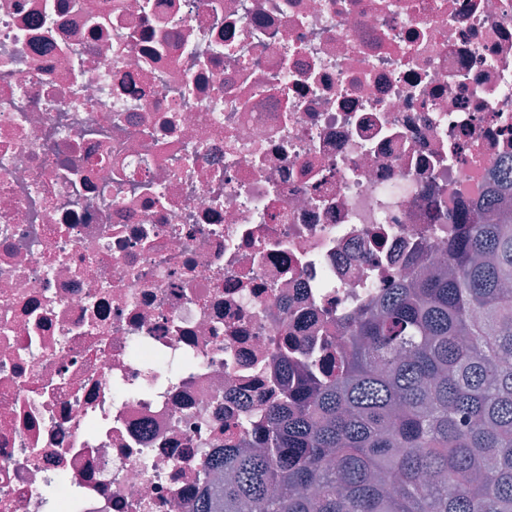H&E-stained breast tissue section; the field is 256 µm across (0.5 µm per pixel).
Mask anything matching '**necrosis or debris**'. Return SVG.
<instances>
[{"instance_id": "4bbe7bcc", "label": "necrosis or debris", "mask_w": 512, "mask_h": 512, "mask_svg": "<svg viewBox=\"0 0 512 512\" xmlns=\"http://www.w3.org/2000/svg\"><path fill=\"white\" fill-rule=\"evenodd\" d=\"M510 159L512 0H0V512H186Z\"/></svg>"}]
</instances>
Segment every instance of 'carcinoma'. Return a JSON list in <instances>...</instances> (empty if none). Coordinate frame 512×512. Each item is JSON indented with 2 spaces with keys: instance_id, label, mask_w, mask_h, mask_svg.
Returning a JSON list of instances; mask_svg holds the SVG:
<instances>
[{
  "instance_id": "1",
  "label": "carcinoma",
  "mask_w": 512,
  "mask_h": 512,
  "mask_svg": "<svg viewBox=\"0 0 512 512\" xmlns=\"http://www.w3.org/2000/svg\"><path fill=\"white\" fill-rule=\"evenodd\" d=\"M448 273L397 279L264 407L191 512H512V215L462 221Z\"/></svg>"
}]
</instances>
